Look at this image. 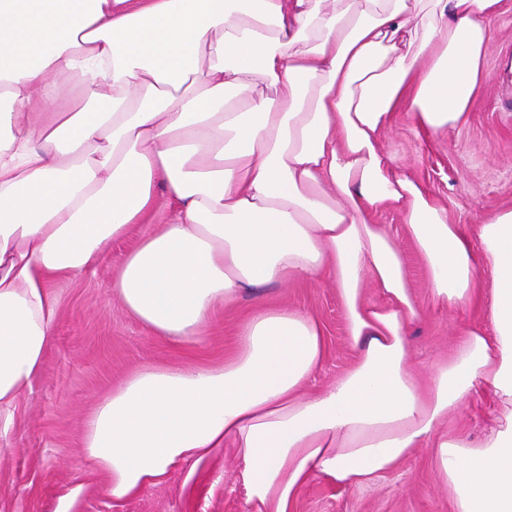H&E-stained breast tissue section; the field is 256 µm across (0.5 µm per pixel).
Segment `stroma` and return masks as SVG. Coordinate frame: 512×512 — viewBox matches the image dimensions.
Segmentation results:
<instances>
[{
  "mask_svg": "<svg viewBox=\"0 0 512 512\" xmlns=\"http://www.w3.org/2000/svg\"><path fill=\"white\" fill-rule=\"evenodd\" d=\"M512 56V0H502L483 67L492 75L476 93L465 122L426 134L407 114H400L381 145L404 171L421 180L445 206L452 224L472 225L512 208V76L500 71L502 57ZM377 223L390 225L405 256L411 286L418 298L427 294V273L400 214L387 212ZM134 225L114 241L95 270L55 280L50 288L58 317L42 368L16 408L14 434L0 443V512H62L75 485L84 491L71 512H249L246 494L230 463H212L187 475L177 471L137 497L111 500L104 478L88 464L82 448L86 419L98 401L124 377L149 364L190 366L223 360L238 345L242 323L252 314L250 297L218 311L203 340L178 346L149 333L125 313L112 295V274L146 232ZM272 304L317 318L328 342L316 383L335 381L352 362L344 315L329 278H296L268 289ZM483 311L459 306L432 312L415 330V360L421 370L459 340ZM493 408L478 395L449 413L448 432L483 437ZM290 512H453L428 449L419 448L395 470L367 485L340 490L320 479L299 492Z\"/></svg>",
  "mask_w": 512,
  "mask_h": 512,
  "instance_id": "1",
  "label": "stroma"
}]
</instances>
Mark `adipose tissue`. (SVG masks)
I'll list each match as a JSON object with an SVG mask.
<instances>
[{"label":"adipose tissue","mask_w":512,"mask_h":512,"mask_svg":"<svg viewBox=\"0 0 512 512\" xmlns=\"http://www.w3.org/2000/svg\"><path fill=\"white\" fill-rule=\"evenodd\" d=\"M500 4L0 0V440L53 334L51 281L146 224L112 278L129 316L185 344L240 295L255 311L223 362L147 365L98 403L83 446L109 498L229 449L254 512H289L312 480L360 487L426 447L454 512H512V208L449 223L380 146L402 112L428 133L466 119ZM388 209L426 301L372 221ZM485 260L487 324L420 374L413 327L477 301ZM325 276L354 359L318 389L322 325L263 289ZM484 392L487 434L449 435ZM376 222L379 224H389L392 231L396 234L397 242L406 259L411 286L414 288L417 297L424 301L427 294L426 269L411 240L403 232L402 224L404 222L402 217L396 212H387L377 215Z\"/></svg>","instance_id":"ef3b65f1"}]
</instances>
